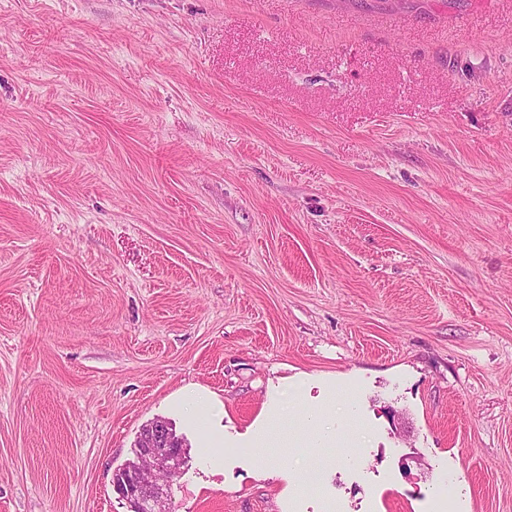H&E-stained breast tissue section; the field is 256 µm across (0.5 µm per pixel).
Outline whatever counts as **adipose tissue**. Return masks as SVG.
I'll return each instance as SVG.
<instances>
[{"instance_id":"ef3b65f1","label":"adipose tissue","mask_w":512,"mask_h":512,"mask_svg":"<svg viewBox=\"0 0 512 512\" xmlns=\"http://www.w3.org/2000/svg\"><path fill=\"white\" fill-rule=\"evenodd\" d=\"M187 421L199 426L202 432L200 448L211 457L213 462H221V450L224 446V432L206 425L203 411H222L223 406L209 395L196 390L187 391L181 402ZM275 415H268L253 426L250 440L257 450V458L261 466L274 465L284 470L294 468V456L297 451H305L310 456L320 455L324 449L335 444L337 433L333 423L328 421L323 410L314 409L305 412L304 421L299 430L276 431L272 425ZM278 445L275 454H268L269 445Z\"/></svg>"}]
</instances>
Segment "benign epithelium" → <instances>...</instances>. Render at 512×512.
<instances>
[{
    "label": "benign epithelium",
    "mask_w": 512,
    "mask_h": 512,
    "mask_svg": "<svg viewBox=\"0 0 512 512\" xmlns=\"http://www.w3.org/2000/svg\"><path fill=\"white\" fill-rule=\"evenodd\" d=\"M184 463L183 439L169 422L155 420L140 432L133 464L114 472L113 489L128 512H172L174 479Z\"/></svg>",
    "instance_id": "benign-epithelium-1"
}]
</instances>
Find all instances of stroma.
Here are the masks:
<instances>
[{
    "instance_id": "stroma-1",
    "label": "stroma",
    "mask_w": 512,
    "mask_h": 512,
    "mask_svg": "<svg viewBox=\"0 0 512 512\" xmlns=\"http://www.w3.org/2000/svg\"><path fill=\"white\" fill-rule=\"evenodd\" d=\"M156 419L173 512H512V0H0V512H127ZM184 415L187 421L195 426H201L202 440L199 448L201 451L211 457L215 464H220L222 460L221 448L224 452V426L219 429H211L208 424L203 425L204 416L200 410L216 411L223 414L224 407L209 395L196 390H189L181 402ZM277 414H270L253 426L250 440L252 448H256L257 458L261 466L275 465L283 470L293 469V457L303 449L311 457L320 455L325 448L336 444V427L328 421L322 409L309 410L304 413V421L297 431H275L270 429L277 419ZM269 444L279 445V451L267 454L263 448ZM289 447V448H288ZM134 448L133 464L114 472L113 489L128 512H172L174 479L185 463L183 439L169 422L155 420L142 429Z\"/></svg>"
}]
</instances>
